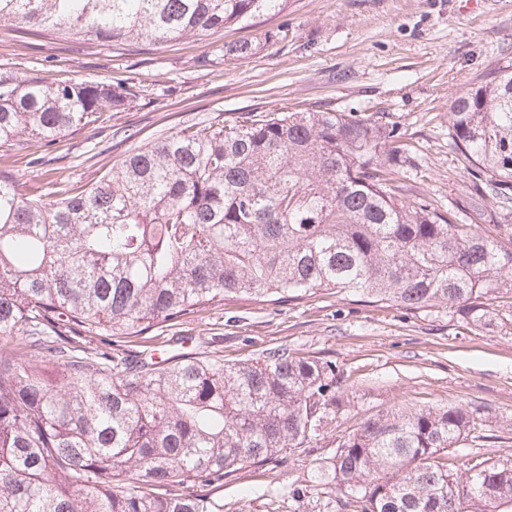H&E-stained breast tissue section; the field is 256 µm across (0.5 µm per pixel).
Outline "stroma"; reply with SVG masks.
<instances>
[{
	"mask_svg": "<svg viewBox=\"0 0 512 512\" xmlns=\"http://www.w3.org/2000/svg\"><path fill=\"white\" fill-rule=\"evenodd\" d=\"M242 40L261 51L218 59L220 45ZM509 63L512 0H288L277 15L162 46L36 38L0 22L1 74L125 84L137 93L126 111L105 113L50 146L30 141L17 156L19 181H32L28 160L39 157L76 188L184 125L221 126L249 112L379 113L409 149L400 196L427 199L441 212L459 208L477 197L478 184L448 151L450 98ZM497 306L501 323L478 331L444 307L412 311L334 290L277 304L227 300L125 347L177 354L181 337L206 336L209 352L230 363L274 348L332 362L342 406L325 432L277 461L246 465L212 498L220 512H354L311 473L383 411L439 403L479 410L484 436L459 443L451 471L475 460L512 461V297Z\"/></svg>",
	"mask_w": 512,
	"mask_h": 512,
	"instance_id": "stroma-1",
	"label": "stroma"
}]
</instances>
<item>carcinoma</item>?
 <instances>
[{"instance_id": "1", "label": "carcinoma", "mask_w": 512, "mask_h": 512, "mask_svg": "<svg viewBox=\"0 0 512 512\" xmlns=\"http://www.w3.org/2000/svg\"><path fill=\"white\" fill-rule=\"evenodd\" d=\"M287 0H0L34 37L153 45L208 35ZM261 51L220 48L224 60ZM118 84L0 74V148L50 145L123 112ZM448 150L512 215V67L452 97ZM396 128L335 112L188 125L88 188L25 189L0 154V512H220L206 490L302 448L336 417L332 363L279 348L237 363L205 351L132 355L115 339L224 300L278 303L338 289L406 309L445 307L483 330L512 294V235L397 197ZM99 337V344L85 340ZM482 437L452 405L368 420L314 470L357 512H500L512 464L451 473Z\"/></svg>"}]
</instances>
